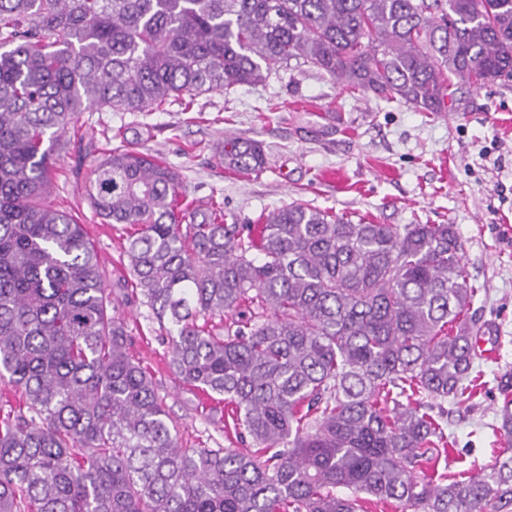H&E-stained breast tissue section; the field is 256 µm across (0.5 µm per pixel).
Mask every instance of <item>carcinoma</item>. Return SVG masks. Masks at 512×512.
<instances>
[{
	"label": "carcinoma",
	"mask_w": 512,
	"mask_h": 512,
	"mask_svg": "<svg viewBox=\"0 0 512 512\" xmlns=\"http://www.w3.org/2000/svg\"><path fill=\"white\" fill-rule=\"evenodd\" d=\"M292 61L343 97L444 112L456 85L512 81V0H0V383L24 404L0 419V512H512L511 370L508 447L467 477L438 469L480 332L455 225L293 203L255 235L192 207L169 164L104 153L90 204L135 228L128 271L172 367L251 440L181 448L129 353L126 283L107 288L84 225L47 202L80 113L164 111ZM214 150L266 168L256 141Z\"/></svg>",
	"instance_id": "carcinoma-1"
}]
</instances>
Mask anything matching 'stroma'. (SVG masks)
<instances>
[{
	"label": "stroma",
	"instance_id": "1",
	"mask_svg": "<svg viewBox=\"0 0 512 512\" xmlns=\"http://www.w3.org/2000/svg\"><path fill=\"white\" fill-rule=\"evenodd\" d=\"M339 87L313 65L267 83L212 91L163 112H85L56 157L49 201L78 218L107 282L126 278V234L101 223L86 200L93 161L130 144L180 175L194 205L221 203L239 223L290 203L374 224H452L479 287L472 311L493 355L481 358L472 407H449L452 472L475 473L500 445L497 385L512 369V81L459 90L449 111L423 112L362 94L337 108ZM227 137L255 140L268 154L259 174L225 170L214 152ZM129 351L153 377L184 448H225L223 407L170 368L169 342L152 311L129 296L120 308Z\"/></svg>",
	"mask_w": 512,
	"mask_h": 512
}]
</instances>
